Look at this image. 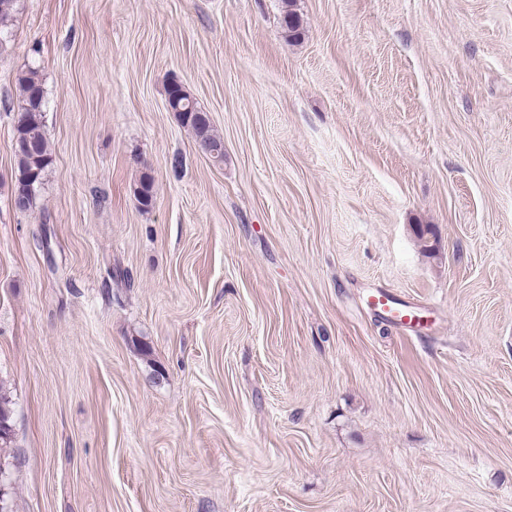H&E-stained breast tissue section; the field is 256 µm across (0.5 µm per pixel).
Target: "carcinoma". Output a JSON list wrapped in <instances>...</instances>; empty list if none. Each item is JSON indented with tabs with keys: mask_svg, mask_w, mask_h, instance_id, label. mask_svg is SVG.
Wrapping results in <instances>:
<instances>
[{
	"mask_svg": "<svg viewBox=\"0 0 512 512\" xmlns=\"http://www.w3.org/2000/svg\"><path fill=\"white\" fill-rule=\"evenodd\" d=\"M17 0H11V6L0 8V53L7 48L9 28L17 19ZM283 24L291 39L296 40L301 35V24L298 15L287 9L284 13ZM18 91V112L14 121L13 133L27 138L32 143V150L14 156V188L18 193L19 187L33 179L35 184L42 183L46 170L51 163V147L45 124L46 101L40 72L29 68L16 78ZM181 111L177 117L181 125L194 136L200 149L213 160H224V139L216 132L211 121L200 118L203 109L193 102L190 94L183 90L178 97ZM133 197L143 210L152 208L155 200V185L153 178L142 175L134 184Z\"/></svg>",
	"mask_w": 512,
	"mask_h": 512,
	"instance_id": "carcinoma-1",
	"label": "carcinoma"
}]
</instances>
